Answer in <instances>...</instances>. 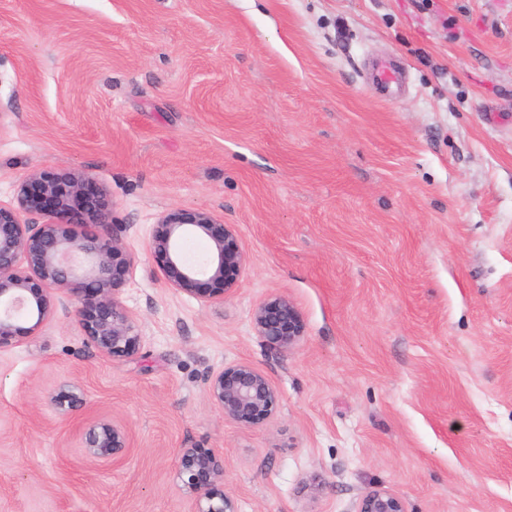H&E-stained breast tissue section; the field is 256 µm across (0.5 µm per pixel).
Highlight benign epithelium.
Here are the masks:
<instances>
[{
	"mask_svg": "<svg viewBox=\"0 0 512 512\" xmlns=\"http://www.w3.org/2000/svg\"><path fill=\"white\" fill-rule=\"evenodd\" d=\"M87 195L105 189L89 175L73 171L39 172L20 182L14 200L0 203V349L21 334H36L52 316V294L74 301L75 317L87 341L112 359H133L142 336L115 291L127 280L133 256L107 231L112 213L103 205L72 223V210ZM197 233L212 239L214 252L202 263L189 260L183 241ZM161 262L169 287L205 302L234 293L248 265V255L233 224H222L209 210L176 208L162 214L149 243ZM214 284L201 287L202 280ZM30 323L22 327L19 322ZM256 334L287 350L303 336L300 314L286 296L259 304L252 315ZM208 394L224 419L242 426L274 415L278 393L269 379L248 363L222 368L207 380ZM86 453L115 461L129 447L126 429L107 419L91 425L83 436ZM184 487L198 512H236L234 502L216 489L224 481V459L213 452L183 448L178 457ZM356 512H405L402 499L387 490L364 495Z\"/></svg>",
	"mask_w": 512,
	"mask_h": 512,
	"instance_id": "1",
	"label": "benign epithelium"
}]
</instances>
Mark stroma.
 Here are the masks:
<instances>
[{
  "instance_id": "stroma-1",
  "label": "stroma",
  "mask_w": 512,
  "mask_h": 512,
  "mask_svg": "<svg viewBox=\"0 0 512 512\" xmlns=\"http://www.w3.org/2000/svg\"><path fill=\"white\" fill-rule=\"evenodd\" d=\"M41 170L106 189L142 345L102 356L57 294L0 350V512H197L183 448L223 457L237 512H512V0H0V202ZM175 208L236 225L224 300L150 254ZM278 295L286 351L252 325ZM239 362L279 394L252 427L207 392ZM101 418L118 461L82 446ZM376 79L387 89L390 97H396L402 87V76L399 71L386 63H378L374 70ZM257 336L282 350H288L303 336L300 314L287 296H275L259 304L252 315ZM82 443L86 453L100 461L114 462L129 448L126 429L107 419L91 425L84 433ZM356 512H405L402 499L387 490L374 489L364 495Z\"/></svg>"
}]
</instances>
